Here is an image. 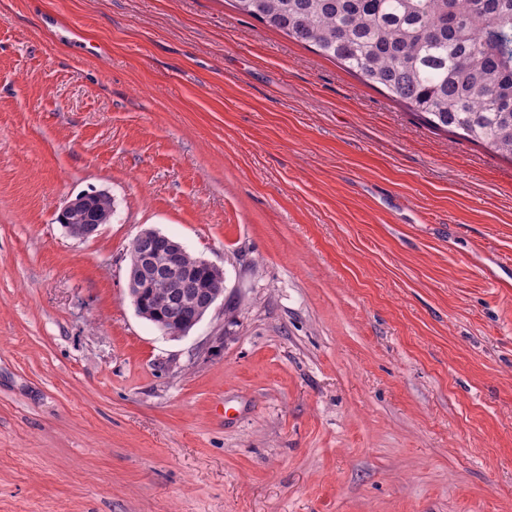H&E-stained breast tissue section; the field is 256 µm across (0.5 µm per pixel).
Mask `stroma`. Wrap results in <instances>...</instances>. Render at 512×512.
<instances>
[{
  "instance_id": "35a3bbf8",
  "label": "stroma",
  "mask_w": 512,
  "mask_h": 512,
  "mask_svg": "<svg viewBox=\"0 0 512 512\" xmlns=\"http://www.w3.org/2000/svg\"><path fill=\"white\" fill-rule=\"evenodd\" d=\"M0 512H512V161L231 0H0ZM87 195L90 194H82L80 199L74 198L66 201L61 211L69 207H75L64 212L62 215L60 213L58 215L59 222L61 224L65 223L64 227L67 229L68 233L79 240H85L97 234L100 227L103 225L97 223L88 224V210L85 206L78 205L87 200ZM146 239L163 240L169 248L170 262L167 264V269L161 275H156L154 279H144L141 276L144 267L151 262V258L142 251L157 256L160 247L157 241ZM143 240L146 241L141 244ZM183 253H185V246L179 240L153 228H148L132 241L129 253L130 261L126 270V288L137 314L151 322L162 334L173 337L186 335L190 329L201 322L217 300L224 296V278L214 279L210 283V287L207 288L206 272L196 267L198 258L187 251L184 261L188 267L193 269L192 276L173 281L167 288H164L167 277L181 273L182 267L178 265V259ZM148 288H151L148 294L149 301L158 306L161 302L180 303L184 294L185 305L181 307L178 317L186 320L204 309L210 295L209 306L191 322L175 324L172 309H166L168 314H165L161 307L149 308L146 306L144 296Z\"/></svg>"
}]
</instances>
